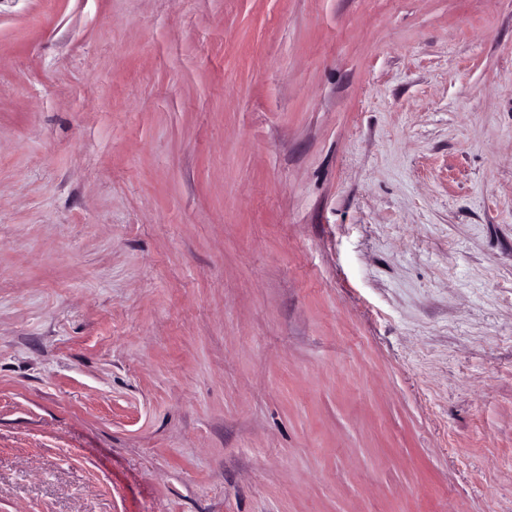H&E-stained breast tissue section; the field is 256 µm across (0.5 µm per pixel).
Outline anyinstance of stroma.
<instances>
[{"label":"stroma","mask_w":512,"mask_h":512,"mask_svg":"<svg viewBox=\"0 0 512 512\" xmlns=\"http://www.w3.org/2000/svg\"><path fill=\"white\" fill-rule=\"evenodd\" d=\"M0 512H512V0H0Z\"/></svg>","instance_id":"obj_1"}]
</instances>
